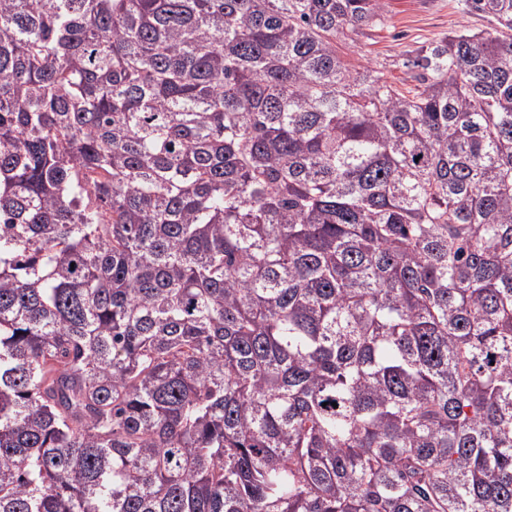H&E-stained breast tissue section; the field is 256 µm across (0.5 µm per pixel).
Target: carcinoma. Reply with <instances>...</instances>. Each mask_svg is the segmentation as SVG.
I'll list each match as a JSON object with an SVG mask.
<instances>
[{"instance_id": "1", "label": "carcinoma", "mask_w": 512, "mask_h": 512, "mask_svg": "<svg viewBox=\"0 0 512 512\" xmlns=\"http://www.w3.org/2000/svg\"><path fill=\"white\" fill-rule=\"evenodd\" d=\"M0 0V512H512V0ZM382 24L363 30L355 42L343 44L344 60L352 66L379 69L388 82L403 88L416 82L403 62L414 51L462 27L488 30L490 22L468 12L464 0H386Z\"/></svg>"}]
</instances>
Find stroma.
<instances>
[{
    "mask_svg": "<svg viewBox=\"0 0 512 512\" xmlns=\"http://www.w3.org/2000/svg\"><path fill=\"white\" fill-rule=\"evenodd\" d=\"M382 24L365 29L355 42L342 48L345 61L353 66L379 69L388 82L412 87L407 58L423 45L442 39L460 28L488 29L489 21L468 12L465 0H386Z\"/></svg>",
    "mask_w": 512,
    "mask_h": 512,
    "instance_id": "35a3bbf8",
    "label": "stroma"
}]
</instances>
